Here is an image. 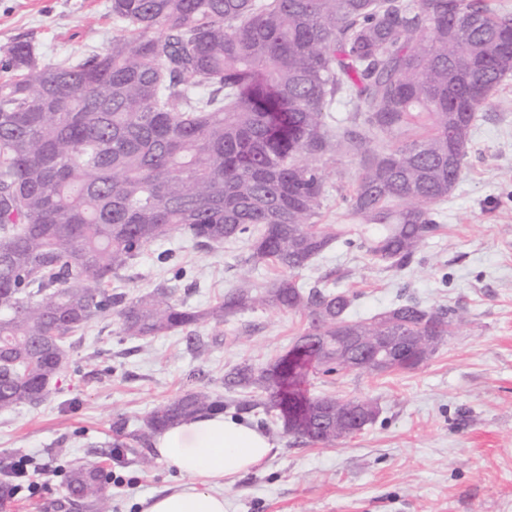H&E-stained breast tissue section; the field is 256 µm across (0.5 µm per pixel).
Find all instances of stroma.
I'll list each match as a JSON object with an SVG mask.
<instances>
[{
    "instance_id": "35a3bbf8",
    "label": "stroma",
    "mask_w": 512,
    "mask_h": 512,
    "mask_svg": "<svg viewBox=\"0 0 512 512\" xmlns=\"http://www.w3.org/2000/svg\"><path fill=\"white\" fill-rule=\"evenodd\" d=\"M112 0H0V50L29 41L47 61L107 50L119 27ZM329 196L321 221L340 224L337 184H351L358 159L339 151L326 162ZM440 227L403 270L370 263L337 245L302 270L355 297L353 320L371 318L412 296L456 310L451 336L424 364L381 374L311 369L308 394L369 400L379 413L357 435L325 447L282 436L274 414L248 413L272 439L271 458L225 492L227 512H512V79L495 92L470 134L465 172L440 206ZM241 243L200 247L174 235L154 242L115 281L135 298L182 272L178 301L204 310L242 279L258 288L276 277L245 263ZM307 327L300 314L267 306L221 324L202 323L201 350L183 332L150 339L121 335L116 315L88 323L49 398L0 413V459L47 465L42 484L0 512H77L62 505L60 470L93 462L110 469L112 512H139L147 496L183 476L132 430L155 405L188 389L223 393L235 415L241 391L224 375L241 362L261 369L284 355ZM127 430L117 433L118 421Z\"/></svg>"
}]
</instances>
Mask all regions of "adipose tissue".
<instances>
[{
  "label": "adipose tissue",
  "mask_w": 512,
  "mask_h": 512,
  "mask_svg": "<svg viewBox=\"0 0 512 512\" xmlns=\"http://www.w3.org/2000/svg\"><path fill=\"white\" fill-rule=\"evenodd\" d=\"M153 446L186 481L150 496L143 512H225V491L261 467L274 448L264 430L221 413L181 421L156 436Z\"/></svg>",
  "instance_id": "ef3b65f1"
}]
</instances>
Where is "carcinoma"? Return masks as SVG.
<instances>
[{"mask_svg":"<svg viewBox=\"0 0 512 512\" xmlns=\"http://www.w3.org/2000/svg\"><path fill=\"white\" fill-rule=\"evenodd\" d=\"M112 15L122 25L104 53L47 62L22 41L0 60V411L45 401L67 339L112 310L125 336L184 331L197 349L203 317L270 306L309 325L268 367L224 374L228 391L266 394L236 409L276 410L282 435L324 445L355 435L374 418L325 416L353 401L302 394L310 364L351 370L336 356L351 324L439 343L453 311L406 301L354 322L353 296L296 277L338 241L389 268L410 263L464 173L479 112L512 75V17L487 0H112ZM338 101L350 106L343 119ZM417 124L428 132L365 149L374 133ZM341 147L359 156L339 188L365 229L356 241L348 225L320 223L318 162ZM181 233L207 247L245 239L247 261L278 275L204 316L174 299L179 272L129 302L112 293L146 247ZM226 406L186 390L147 413L135 441ZM110 483L96 463L63 470L64 497L96 512H108Z\"/></svg>","mask_w":512,"mask_h":512,"instance_id":"cac0c4a2","label":"carcinoma"}]
</instances>
